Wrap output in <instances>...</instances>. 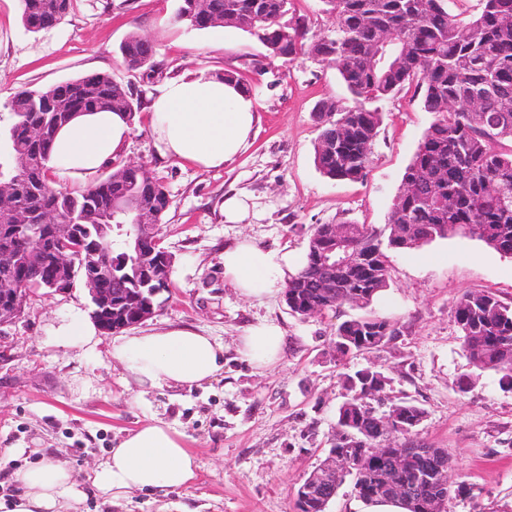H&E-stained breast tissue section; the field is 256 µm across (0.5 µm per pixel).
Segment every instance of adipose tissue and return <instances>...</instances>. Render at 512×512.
<instances>
[{"label":"adipose tissue","mask_w":512,"mask_h":512,"mask_svg":"<svg viewBox=\"0 0 512 512\" xmlns=\"http://www.w3.org/2000/svg\"><path fill=\"white\" fill-rule=\"evenodd\" d=\"M254 122L250 95L216 76L169 82L151 103L150 127L161 155L208 169L223 167L242 150ZM130 131L116 112L76 115L54 137V175L88 182L121 152ZM304 261V253L266 249L242 238L224 250V277L241 295L260 300L280 292ZM47 338L54 347L87 356L96 355L101 342L96 322L75 305L51 325ZM284 348L280 326L268 321L250 325L239 338L241 355L260 371L278 365ZM109 354L122 366L126 383L143 394L163 386H199L224 370L223 344L188 327L118 337ZM197 469L185 435L152 420L121 438L85 479L52 456L14 472L21 492L11 499L0 495V512H71L89 487L113 503L134 491L185 492Z\"/></svg>","instance_id":"1"}]
</instances>
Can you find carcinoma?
Returning <instances> with one entry per match:
<instances>
[{"label":"carcinoma","instance_id":"obj_1","mask_svg":"<svg viewBox=\"0 0 512 512\" xmlns=\"http://www.w3.org/2000/svg\"><path fill=\"white\" fill-rule=\"evenodd\" d=\"M174 21L194 29L238 28L256 38L267 57L293 60L311 55L337 71L352 102L324 100L317 105L320 133L314 162L327 178L357 181L366 175L383 122V113L367 107L373 100L415 86L423 111L433 120L401 178V186L380 227L355 225L366 262L347 275L325 262L331 248L329 225L317 224L309 240L306 263L285 289L290 310L308 316L314 307L333 309L350 304L369 307L389 286L387 251L416 250L454 234L476 238L502 255H512V0H479L474 16L448 12V0H322L331 25L309 34L308 22L288 17L291 0H176ZM71 0H20L21 19L31 32L49 30L65 17ZM131 71L153 69L152 41L132 33L120 46ZM7 106L14 121L6 134L8 160L0 161V183L11 186L16 213L0 212V237L10 251L0 261L10 264V281L35 287L49 275L51 255L40 271L27 267V239L7 224H39L45 245L54 239L53 224H76L84 256L112 279L113 292L137 288L149 297L144 272L124 264V240L135 237L140 212L160 224L170 200L163 182L146 167L127 170L119 164L103 180L81 190L57 188L51 174V153L57 130L82 112L110 110L133 122L142 98L106 73H88L39 89L16 91ZM98 224H123L127 233L99 250ZM152 273L169 280L172 261L155 248ZM336 279L324 292L319 282ZM455 322L470 363L501 374L500 384L512 390V304L489 291L468 292L456 303ZM396 336L394 324L370 313L336 327V355L383 349ZM389 379L374 367L344 375L349 392L336 412L330 451L336 453V477L296 491L297 512H326L340 485L351 479L356 496L403 501L408 512H426L428 480L445 457L438 448H422L405 457L380 424L367 399L384 391ZM414 432L425 410L405 397L392 406ZM350 456L368 459L367 468L350 472L339 463ZM400 461L404 491L381 492L376 481L393 461Z\"/></svg>","mask_w":512,"mask_h":512}]
</instances>
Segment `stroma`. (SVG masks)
<instances>
[{"label": "stroma", "instance_id": "1", "mask_svg": "<svg viewBox=\"0 0 512 512\" xmlns=\"http://www.w3.org/2000/svg\"><path fill=\"white\" fill-rule=\"evenodd\" d=\"M174 8V0H72L56 27L33 33L21 21L19 0H0V131L11 123L10 95L24 87L106 72L147 98L172 78L237 72L258 121L222 169L160 157L145 109L122 155L146 165L170 199L157 227L160 247L175 257L170 287L144 327L189 326L214 337L224 345V371L189 389L165 386L138 395L107 354L110 334H102L94 362L80 350L46 343L48 327L69 305L90 308L82 283L49 297L31 294L21 315L0 327V448L25 451L0 462V493H17L7 478L33 460L34 449L59 450L81 477L127 431L154 418L187 436L199 464L191 490L137 491L116 504L91 490L79 512H297L298 486L331 446L345 396L342 374L374 366L390 380L384 404L405 396L425 409L414 444L444 449L453 482L466 489L450 495L445 512H512V391L501 388L497 373L470 364L454 322L464 293L491 291L512 302V257L461 236L390 252L389 286L371 309L398 334L382 350L344 358L332 338L357 309L344 305L301 318L283 295L247 299L224 278V249L239 238L304 250L317 224H386L431 114L410 89L379 101L384 121L365 179H328L314 164V107L348 98L336 71L310 55L268 58L255 38L235 28L196 30L174 22ZM132 33L153 41V74L125 66L119 47ZM229 194L247 199L249 222H225ZM261 320L281 326L286 348L280 364L260 374L237 343ZM78 374L93 378V391L75 389Z\"/></svg>", "mask_w": 512, "mask_h": 512}]
</instances>
